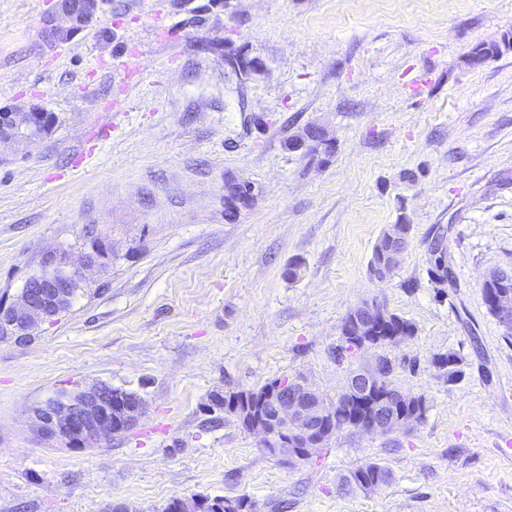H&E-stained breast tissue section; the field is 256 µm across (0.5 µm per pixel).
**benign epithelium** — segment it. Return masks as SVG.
Returning a JSON list of instances; mask_svg holds the SVG:
<instances>
[{"label":"benign epithelium","mask_w":512,"mask_h":512,"mask_svg":"<svg viewBox=\"0 0 512 512\" xmlns=\"http://www.w3.org/2000/svg\"><path fill=\"white\" fill-rule=\"evenodd\" d=\"M56 7L43 21L42 39L50 44L89 26L96 17L92 0H55ZM45 111L33 105L26 110H0V144L28 147L41 139ZM112 255L105 237L99 244L73 258L69 252L45 253L37 276L24 284L16 300L0 305V334L24 335L41 323L51 321L59 307L73 299L75 285L86 280L85 272L101 269ZM483 285L490 287L487 306L499 325L512 333V288L507 282L487 275ZM387 307L376 300L352 308L342 323V341L354 352L378 350L387 339L375 335L377 325L389 322ZM392 364L377 354L369 366L349 369L343 393L361 398L363 411L352 417H336V401L327 398L303 377L278 382L266 391L260 405L243 416L245 429L262 438L272 454L291 461L311 458L333 435L336 423L361 433L374 434L408 426L416 415L411 398L389 381ZM145 413L143 399L129 400L112 394L105 384L75 391L33 410L34 428L47 441H60L72 447H92L107 436L120 435L132 428ZM225 499L215 497L177 498L173 512H222Z\"/></svg>","instance_id":"7a95c632"}]
</instances>
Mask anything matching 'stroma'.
<instances>
[{
  "label": "stroma",
  "mask_w": 512,
  "mask_h": 512,
  "mask_svg": "<svg viewBox=\"0 0 512 512\" xmlns=\"http://www.w3.org/2000/svg\"><path fill=\"white\" fill-rule=\"evenodd\" d=\"M53 0H0V107L54 113L0 147V301L84 227L115 257L58 321L0 341V512H161L245 498L248 512H512V336L482 284L512 272V0H101L67 42ZM496 57L471 64L481 44ZM321 128L316 150L288 141ZM252 187L226 219V184ZM411 227L398 266L369 263ZM448 230L454 279L424 244ZM302 262L299 279L285 277ZM383 303L415 334L389 347L422 397L406 430L342 428L308 461L273 456L216 392L307 377L336 397L347 312ZM455 354L458 375L436 364ZM105 383L146 412L86 448L39 437L36 406ZM375 461L378 489H340ZM203 498H209L204 495H197ZM200 497L191 498H176L173 503L169 501L163 508V512H210L211 509L214 511H224L225 501L224 497H215L210 499H203Z\"/></svg>",
  "instance_id": "stroma-1"
}]
</instances>
